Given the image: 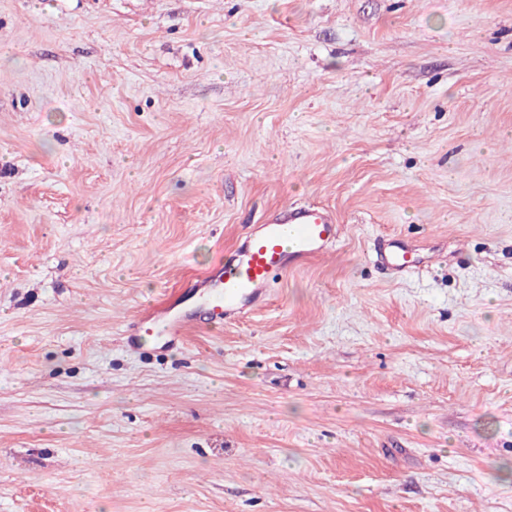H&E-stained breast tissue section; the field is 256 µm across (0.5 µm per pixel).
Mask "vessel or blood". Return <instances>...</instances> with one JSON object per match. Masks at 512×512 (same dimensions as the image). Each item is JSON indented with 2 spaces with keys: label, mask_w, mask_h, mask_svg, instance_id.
<instances>
[{
  "label": "vessel or blood",
  "mask_w": 512,
  "mask_h": 512,
  "mask_svg": "<svg viewBox=\"0 0 512 512\" xmlns=\"http://www.w3.org/2000/svg\"><path fill=\"white\" fill-rule=\"evenodd\" d=\"M336 236V224L321 207L289 209L260 225L229 265H216L202 278L203 305L211 321L220 323L256 307L266 297L273 272L286 268L290 260L301 261L321 253ZM380 261L396 274L421 264L416 249L399 244L381 253ZM177 306V300H170L129 325L128 349H143L151 336L167 344L183 339L196 325L195 314L178 311Z\"/></svg>",
  "instance_id": "b4317fda"
}]
</instances>
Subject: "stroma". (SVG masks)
I'll use <instances>...</instances> for the list:
<instances>
[{
  "label": "stroma",
  "instance_id": "35a3bbf8",
  "mask_svg": "<svg viewBox=\"0 0 512 512\" xmlns=\"http://www.w3.org/2000/svg\"><path fill=\"white\" fill-rule=\"evenodd\" d=\"M0 512H512V0H0ZM322 207L287 209L282 216L260 224L235 259L218 263L202 278L203 305L214 323L239 316L262 302L271 274L289 260H306L336 240L337 226ZM394 249L388 253L380 254V261L394 274H401L407 270L419 267L418 250L408 246L394 244ZM179 302V297L169 300L166 304L155 307L144 319L129 325L127 348L132 352L143 349L147 343L144 334L149 337L152 335L154 341L155 338H163L164 344H174L183 339L186 332L196 326V319L193 311L175 312Z\"/></svg>",
  "mask_w": 512,
  "mask_h": 512
}]
</instances>
